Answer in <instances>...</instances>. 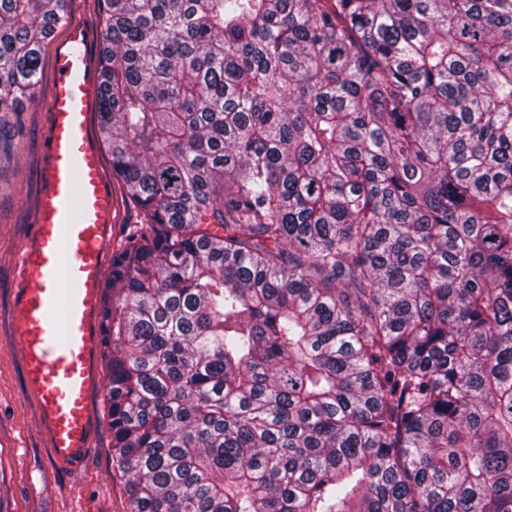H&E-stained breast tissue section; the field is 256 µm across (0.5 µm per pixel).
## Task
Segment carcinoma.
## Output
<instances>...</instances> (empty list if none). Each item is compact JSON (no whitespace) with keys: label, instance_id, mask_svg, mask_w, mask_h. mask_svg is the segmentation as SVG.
Wrapping results in <instances>:
<instances>
[{"label":"carcinoma","instance_id":"cac0c4a2","mask_svg":"<svg viewBox=\"0 0 512 512\" xmlns=\"http://www.w3.org/2000/svg\"><path fill=\"white\" fill-rule=\"evenodd\" d=\"M104 2L130 512H512V0Z\"/></svg>","mask_w":512,"mask_h":512}]
</instances>
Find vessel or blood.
Wrapping results in <instances>:
<instances>
[{"label":"vessel or blood","mask_w":512,"mask_h":512,"mask_svg":"<svg viewBox=\"0 0 512 512\" xmlns=\"http://www.w3.org/2000/svg\"><path fill=\"white\" fill-rule=\"evenodd\" d=\"M85 41L82 27H70L56 59L38 220L20 252L13 305L11 343L59 463L77 461L89 446L101 282L112 242V187L89 131L96 94Z\"/></svg>","instance_id":"b4317fda"}]
</instances>
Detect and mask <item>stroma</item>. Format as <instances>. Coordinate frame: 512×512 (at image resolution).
<instances>
[{
	"instance_id": "35a3bbf8",
	"label": "stroma",
	"mask_w": 512,
	"mask_h": 512,
	"mask_svg": "<svg viewBox=\"0 0 512 512\" xmlns=\"http://www.w3.org/2000/svg\"><path fill=\"white\" fill-rule=\"evenodd\" d=\"M104 0H66L64 17L42 55L41 80L24 111L0 114V512H130L124 477L112 465L105 358L96 363L99 385L90 399V446L83 460H52L37 399L27 388L20 354L11 346L12 297L18 286L17 258L37 222L43 161L50 122L48 91L55 80L57 54L70 25L87 29L91 70L101 62ZM112 243L107 260L129 225L142 216L121 181H113Z\"/></svg>"
}]
</instances>
